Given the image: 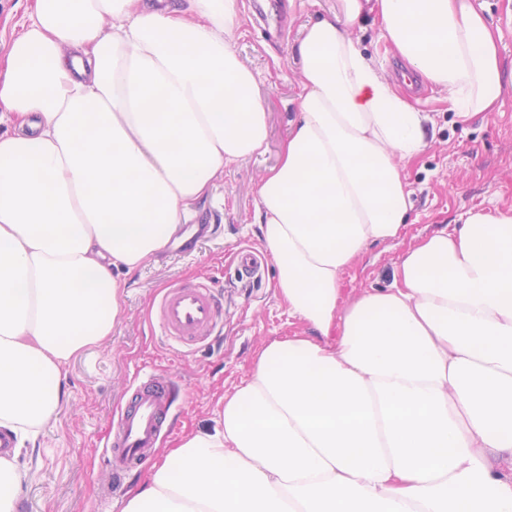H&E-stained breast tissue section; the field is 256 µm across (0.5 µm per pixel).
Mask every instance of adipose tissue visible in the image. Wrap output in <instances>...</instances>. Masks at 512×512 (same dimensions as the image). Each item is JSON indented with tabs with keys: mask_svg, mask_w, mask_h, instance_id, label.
Wrapping results in <instances>:
<instances>
[{
	"mask_svg": "<svg viewBox=\"0 0 512 512\" xmlns=\"http://www.w3.org/2000/svg\"><path fill=\"white\" fill-rule=\"evenodd\" d=\"M240 0H33L0 67V428L36 437L64 367L225 167L263 151ZM464 116L508 76L475 0H336L256 189L276 287L310 335L275 340L213 431L163 452L121 512H512V210L410 245L389 285L342 275L403 238L404 166L432 119L351 34L366 18Z\"/></svg>",
	"mask_w": 512,
	"mask_h": 512,
	"instance_id": "ef3b65f1",
	"label": "adipose tissue"
}]
</instances>
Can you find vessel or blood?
Segmentation results:
<instances>
[{
	"label": "vessel or blood",
	"instance_id": "b4317fda",
	"mask_svg": "<svg viewBox=\"0 0 512 512\" xmlns=\"http://www.w3.org/2000/svg\"><path fill=\"white\" fill-rule=\"evenodd\" d=\"M242 279L253 283L262 278V260L250 247L233 257ZM219 318L217 299L209 285L173 283L162 293L156 326L167 340L197 344L209 337ZM174 403V385L155 372L139 378L132 398L112 425L106 456L114 477H121L134 464L146 460L156 448Z\"/></svg>",
	"mask_w": 512,
	"mask_h": 512
}]
</instances>
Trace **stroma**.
Listing matches in <instances>:
<instances>
[{
    "instance_id": "1",
    "label": "stroma",
    "mask_w": 512,
    "mask_h": 512,
    "mask_svg": "<svg viewBox=\"0 0 512 512\" xmlns=\"http://www.w3.org/2000/svg\"><path fill=\"white\" fill-rule=\"evenodd\" d=\"M280 2L264 0L260 16L252 9L253 0H242V35L237 41L268 114L263 153L225 169L209 197L195 208L188 229L197 240L194 249L152 258L132 274L111 336L68 361L66 398L58 415L42 429L35 450L22 453L32 468L21 487L19 512H98L100 488L111 479L104 444L137 372L157 371L176 385V421L160 443L161 448H171L184 435L213 429L225 394L249 377L262 346L307 334L277 292L272 262H265L257 288L240 287L231 263L238 248L262 246L255 222L256 187L277 165L296 114L300 70L292 47L315 13L336 5V0H293L282 13L277 9ZM353 33L385 75L403 67L372 21L359 24ZM413 106L431 115L433 130L428 147L406 166L413 209L404 244L460 223L470 209L511 208L512 84L496 112L460 116L449 111L446 93L432 86ZM403 246H372L345 274L344 298L388 285ZM175 279L209 280L224 297L223 332L186 355L164 345L151 329L153 301Z\"/></svg>"
}]
</instances>
